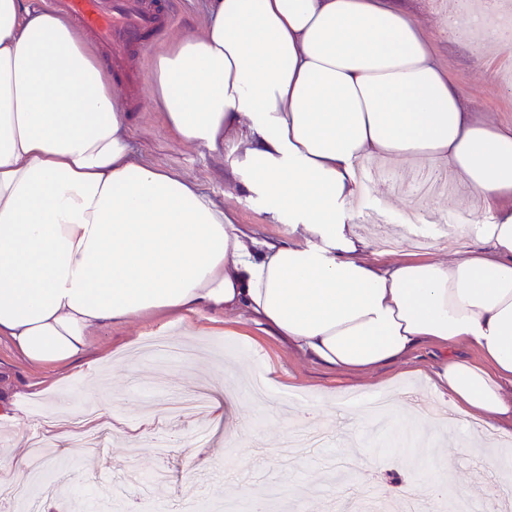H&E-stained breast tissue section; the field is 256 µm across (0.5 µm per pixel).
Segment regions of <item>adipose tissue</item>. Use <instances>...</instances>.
<instances>
[{"label": "adipose tissue", "instance_id": "obj_1", "mask_svg": "<svg viewBox=\"0 0 512 512\" xmlns=\"http://www.w3.org/2000/svg\"><path fill=\"white\" fill-rule=\"evenodd\" d=\"M202 36L150 71L168 130L223 153L288 225L260 237L192 180L139 161L82 33L0 0V339L29 366L87 362L135 320L247 316L330 369L436 350L426 377L464 419L511 420L512 126L479 118L402 0H207ZM369 159L448 169L492 207L442 262L364 258Z\"/></svg>", "mask_w": 512, "mask_h": 512}]
</instances>
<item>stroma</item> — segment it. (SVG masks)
Returning a JSON list of instances; mask_svg holds the SVG:
<instances>
[{"label": "stroma", "instance_id": "35a3bbf8", "mask_svg": "<svg viewBox=\"0 0 512 512\" xmlns=\"http://www.w3.org/2000/svg\"><path fill=\"white\" fill-rule=\"evenodd\" d=\"M412 18L432 44L433 52L459 87L466 106L488 121L512 125V46L477 50L467 38L450 35L445 16L447 0H405ZM175 20L155 38L152 53L136 55L123 74L118 95L129 112L130 135L138 158L186 176L231 211L237 223L255 229L262 237L277 240L287 235L283 224L265 218L258 202L248 200L224 170V157L189 144L177 142L167 130L163 115L152 99H140L149 86L151 64L176 37L196 36L206 26L205 0H174ZM377 177L358 197L357 211L363 221L361 236L377 240L371 217L382 215L385 231H393L421 198L412 185L406 163H376ZM437 209L448 219L466 223L486 219L480 198L458 180H448L435 198ZM430 247L421 249L410 242L387 249L388 259H448L461 246L456 233H440L435 223L419 225ZM199 331L192 341L197 355L180 363L139 352L153 337L180 341L179 324L159 319L135 321L112 337L97 343L94 368L67 366L41 369L27 365L7 341H0V390L16 397L21 423L0 420V455L30 453L35 436L49 439L45 467L53 481L34 487V495L54 499V512H79V499H86L94 512H113L122 502L148 505L164 500L172 512H183L189 499L215 503V512H243L245 502L236 495L237 485L270 488L280 481L313 491L310 512H334L345 503L349 512H379L382 498L400 501L403 496L426 500L430 480L417 472V463L403 443L410 434L401 425L379 431L367 429L353 435L342 396L356 391L390 400L394 412L413 416L429 414V433L439 437L437 451L449 467L452 481L472 491L474 512H501L512 498V482L489 470L486 451L495 450L512 460V422L459 421L448 397L414 373L401 374L399 366L388 365L364 376L332 371L265 335L255 324L211 322L195 318ZM240 359L238 373L262 371L267 386L265 402L240 392L229 404L225 392L231 383L224 366L226 358ZM104 386L116 402L112 427L103 435L105 452L72 447L66 427L39 431L36 411L51 413L59 394H70L73 403H83L97 386ZM304 397L305 408L323 404V430L329 437L325 448H305L289 453L296 425L282 427L278 417L284 398ZM254 423L253 434L244 441L228 444L227 431L235 422ZM187 436V449L175 441ZM472 443V451L461 448ZM380 457L370 479H362L350 468L360 450ZM75 471L78 481L64 484L58 474Z\"/></svg>", "mask_w": 512, "mask_h": 512}]
</instances>
